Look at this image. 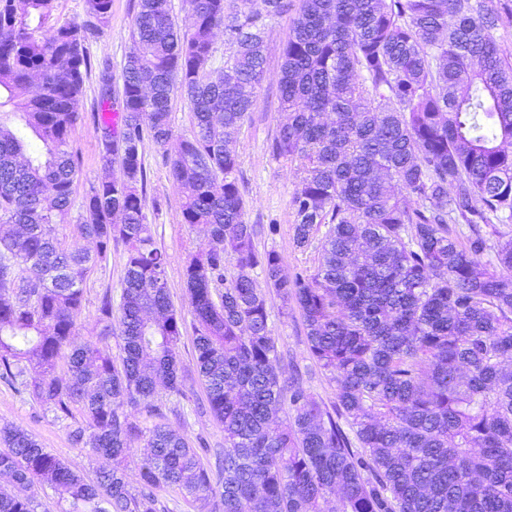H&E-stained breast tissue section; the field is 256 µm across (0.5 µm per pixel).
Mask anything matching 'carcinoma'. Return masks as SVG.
<instances>
[{
	"label": "carcinoma",
	"instance_id": "carcinoma-1",
	"mask_svg": "<svg viewBox=\"0 0 512 512\" xmlns=\"http://www.w3.org/2000/svg\"><path fill=\"white\" fill-rule=\"evenodd\" d=\"M55 2L0 0V112L18 121L0 122V380L112 464L89 481L1 426L0 474L17 491L0 488V512H35L37 484L67 494L62 512H155L161 486L203 512H512V241L481 259L484 227L512 223V63L493 34L499 9L301 0L282 51L288 119L269 153L300 163L296 247L328 230L317 267L289 275L277 252L257 247L262 228L245 219L231 144L256 106L247 88L264 79L263 18L290 0L242 16L225 0H189L188 34L170 0H139L117 109L111 65L98 67L101 160L120 174L81 203L92 251L63 248L55 230L74 206L85 43L112 0H86L83 25L51 22ZM219 27L231 52L213 78ZM177 92L193 112L188 136L171 127ZM147 141L167 152L182 222L207 230L183 277L196 370L224 428L216 479L168 423L142 427L126 410L160 418L157 384L176 396L184 386L185 320L146 223ZM114 242L126 250L119 320L108 292L98 336L76 346L83 283ZM269 290L299 308L308 357L336 383L332 408L298 374L282 377ZM141 443L135 494L123 462Z\"/></svg>",
	"mask_w": 512,
	"mask_h": 512
}]
</instances>
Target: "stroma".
Segmentation results:
<instances>
[{"instance_id":"35a3bbf8","label":"stroma","mask_w":512,"mask_h":512,"mask_svg":"<svg viewBox=\"0 0 512 512\" xmlns=\"http://www.w3.org/2000/svg\"><path fill=\"white\" fill-rule=\"evenodd\" d=\"M137 0H112L109 23L86 43L92 63L109 60L112 66V92L120 94L123 85V66L133 47L132 21ZM293 13L274 15L265 20L264 39L267 45L265 76L253 94L256 108L244 124L235 149L239 155V176L247 201L245 218L251 224H273L276 234L259 238V249L277 252L286 273L310 271L318 263L322 232H315L311 244L304 249L293 242L294 213L291 198L297 182L296 166L274 159L268 145L284 115L278 110L277 94L282 63V48L288 37ZM98 85L96 76H88L80 102L84 115L72 140V147L81 156V167L74 183L76 201L66 223L57 225L56 236L61 245L70 250L88 248V241L80 234V201L92 185L118 174V167H105L100 159L98 134L92 121L96 110ZM147 171L146 221L150 224L157 247L167 257V281L171 300L182 315L191 311V297L184 283L183 268L194 247L204 240L202 226L183 223L182 197L169 177V168L160 147L146 143L144 148ZM126 252L123 244H115L106 261L94 268L87 277L77 342L95 337L98 309L105 292L120 296L124 276ZM269 326L276 338L284 372L301 371L310 392L325 406L336 400V387L328 373L319 370L308 359L303 319L296 306H284L276 294L268 296ZM180 362L185 375L182 395L172 396L159 390L161 404L169 425L188 440L191 447H207L206 464H214L224 450V429L205 410V391L195 365L192 332H185L180 344ZM12 424L32 434L42 447L67 461L86 478H94L97 460L91 451L71 444L65 424L53 421L51 415L28 394L0 383V425Z\"/></svg>"}]
</instances>
